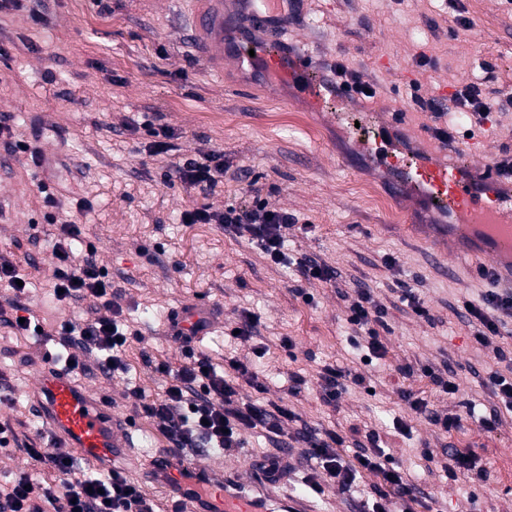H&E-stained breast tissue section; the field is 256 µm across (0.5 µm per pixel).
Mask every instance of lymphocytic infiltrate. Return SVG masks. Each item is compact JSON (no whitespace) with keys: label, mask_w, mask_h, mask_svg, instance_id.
Returning a JSON list of instances; mask_svg holds the SVG:
<instances>
[{"label":"lymphocytic infiltrate","mask_w":512,"mask_h":512,"mask_svg":"<svg viewBox=\"0 0 512 512\" xmlns=\"http://www.w3.org/2000/svg\"><path fill=\"white\" fill-rule=\"evenodd\" d=\"M453 105L455 111L468 113L471 122L480 125L489 119L495 102L485 93L482 81L475 80L457 90ZM174 137L171 129L159 128L146 150L150 156L170 158V168L181 184L203 194V202L182 213L183 223L224 225L235 235L248 238L271 264L292 265L305 279L337 284L339 273L326 262L307 255H289L287 231L296 223L293 215L267 209L258 200L249 206L228 205L221 210L207 203V196L216 194L224 183V154L209 151L174 158ZM59 224L52 252L59 265L56 299L82 303L86 311L83 320L61 324L60 360L77 374L93 363L110 377L127 373L125 347L129 332L123 323V308L111 300L112 286L93 259L74 255L71 242L78 235L75 223L63 217ZM464 309L474 340L486 344L489 337L500 335L512 318V290L491 289L480 302L466 303ZM384 314L383 305L370 289H358L349 306L348 322L372 359L386 355L379 333ZM173 338L186 363L177 368L166 361L157 363L156 372L168 379L162 392L149 395L135 387L129 396L135 410L174 447H204L226 455L244 448L243 435L247 432L275 439L289 435L302 444L301 455L310 463L301 482L311 495H324L331 484L352 486L366 471L377 478L370 512H415L420 500L409 476L392 465L376 431L368 432L366 445L348 451L344 436L332 429L312 427L290 405L242 400L241 385L260 392L265 389L250 365L233 357L215 364L209 354L195 351L181 329H174ZM28 453L35 468L0 484V512H155L138 483L121 470L82 471L72 449L54 441L43 448L29 446Z\"/></svg>","instance_id":"1"}]
</instances>
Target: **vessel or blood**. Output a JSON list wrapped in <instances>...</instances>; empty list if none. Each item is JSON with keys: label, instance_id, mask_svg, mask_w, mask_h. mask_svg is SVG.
I'll return each instance as SVG.
<instances>
[{"label": "vessel or blood", "instance_id": "1", "mask_svg": "<svg viewBox=\"0 0 512 512\" xmlns=\"http://www.w3.org/2000/svg\"><path fill=\"white\" fill-rule=\"evenodd\" d=\"M187 28L196 54L216 72L225 61L260 74L275 73L295 85L298 93L319 101L348 99L350 91L327 74L313 73L307 50L282 40L279 23L293 10L292 0H249L257 27L234 25L232 45L224 43V0H191ZM393 121L379 123L373 140L359 143L358 151L375 160L397 190L421 201L436 202L444 224L436 237L423 243L440 268H447V251L467 253L473 261L488 262L501 286L512 288V183L504 182L492 163L481 167L450 165L417 149L394 134ZM215 308L195 304L174 315L180 328L190 329L200 319H211ZM30 406L48 435L76 450L93 467L111 468L126 461L132 443V425L117 416L111 405L89 390L76 376L59 366L58 358L43 361ZM207 449L186 454L159 450L148 460L157 489L174 499L180 512H312L311 502L285 497L274 484L264 483L250 494L230 484L223 473H205ZM192 478H181V470Z\"/></svg>", "mask_w": 512, "mask_h": 512}]
</instances>
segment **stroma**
I'll use <instances>...</instances> for the list:
<instances>
[{
    "instance_id": "stroma-1",
    "label": "stroma",
    "mask_w": 512,
    "mask_h": 512,
    "mask_svg": "<svg viewBox=\"0 0 512 512\" xmlns=\"http://www.w3.org/2000/svg\"><path fill=\"white\" fill-rule=\"evenodd\" d=\"M110 6L104 13L95 0H49L41 22L24 10L0 12V113L10 116L16 138L66 164L56 182L64 202L59 210L39 191L41 175L29 156L0 149V255L34 283L37 292L26 304L49 324L82 316L52 291L55 220L67 214L80 230L74 248L107 273L138 332L126 360L130 377L147 391L166 384L155 370L159 361L174 367L182 361L169 317L202 301L223 316L197 349L241 359L269 381L263 393L243 387L244 398L283 400L311 426L336 430L352 447L376 431L436 512H512V411L502 412L491 432L465 416L468 406L483 413L492 406L489 372L512 371V363L495 356L499 348L512 353V336L478 345L462 316L464 303L479 301L491 283L467 257L454 258L453 275L437 269L404 227L441 223L440 214L415 197L395 196L373 161L355 151L371 138L373 122L390 116L441 160L478 162L512 150V103L477 127L452 113L435 118L416 104L421 98L450 106L481 60L494 65L485 93L495 99L512 91V0H460L455 8L448 0H302L307 25L294 31L292 42L309 50L320 69L344 63L375 90L373 97L349 102L339 122L336 104L315 106L275 75L255 76L228 63L216 78L186 38L183 0H111ZM461 13L472 20L470 29L459 26ZM153 112L175 132L181 154L223 152L224 186L211 198L214 207L258 198L267 209L293 214L299 226L288 232L290 248L335 267L338 287L270 265L254 244L220 225L182 223V212L200 202L198 191L168 182V161L149 156L146 131L129 126ZM448 122L463 130L449 145L432 135L433 127ZM308 125L321 130L320 139L306 136ZM363 184L385 196L399 222L361 198ZM389 255L397 265L386 264ZM400 283L414 289L428 317L401 303ZM360 287L371 289L386 309L381 335L387 353L369 367L351 344L347 321ZM245 308L260 317L253 341L230 335ZM285 338L291 347H282ZM259 342L267 348L261 357L254 352ZM57 349L53 337L14 336L0 327V382L14 399L0 403V424L16 435L0 457L25 455L27 445L38 442L41 425L28 392L46 352ZM327 363L365 378L333 407L318 395L319 371ZM406 363L413 373H400ZM425 365L453 373L456 394L440 392L422 373ZM282 371L304 378L299 394L280 388ZM81 381L116 413L133 416L134 446L124 468L141 475L165 439L135 413L125 379L94 372ZM404 391L434 410L460 414V427L439 433L407 410ZM397 418L408 424L409 435L395 429ZM451 448L475 455L488 479L463 471L448 476L441 465ZM280 452L279 443L250 434L242 452L211 455L207 466L244 479L252 461ZM375 482L367 473L358 489L327 488L314 501L316 512H360L361 493Z\"/></svg>"
}]
</instances>
